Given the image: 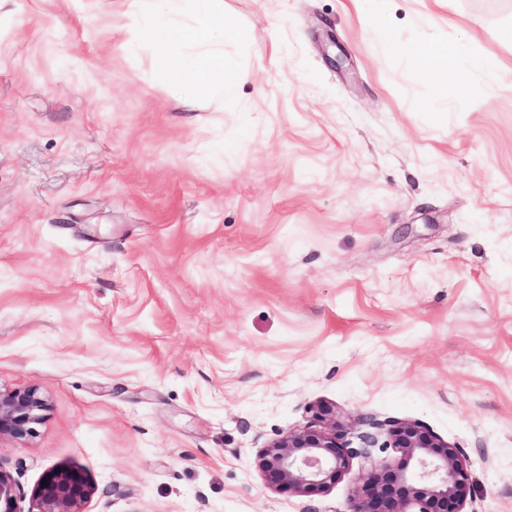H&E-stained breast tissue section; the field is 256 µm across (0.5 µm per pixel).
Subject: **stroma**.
Returning <instances> with one entry per match:
<instances>
[{"label": "stroma", "mask_w": 512, "mask_h": 512, "mask_svg": "<svg viewBox=\"0 0 512 512\" xmlns=\"http://www.w3.org/2000/svg\"><path fill=\"white\" fill-rule=\"evenodd\" d=\"M129 0H0V438L16 512L48 470L79 512H345L259 455L332 405L352 433L457 446L469 512H512V0H386L402 39L494 58L491 95L431 89L351 0H224L237 96L177 103ZM46 408V400L36 387L0 391V437H31L42 423Z\"/></svg>", "instance_id": "obj_1"}]
</instances>
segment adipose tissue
I'll use <instances>...</instances> for the list:
<instances>
[{
    "label": "adipose tissue",
    "mask_w": 512,
    "mask_h": 512,
    "mask_svg": "<svg viewBox=\"0 0 512 512\" xmlns=\"http://www.w3.org/2000/svg\"><path fill=\"white\" fill-rule=\"evenodd\" d=\"M354 2L379 43L404 59L419 82L437 90L431 111H447L448 100L440 92L451 85L482 95L493 91L496 61L471 55L466 39L451 46L406 43L384 23L377 0ZM127 15L126 45L150 44L156 68L183 86L186 95L203 98L217 86L225 96L237 95L246 74L224 64V45L237 40L239 31L225 19L223 0H130Z\"/></svg>",
    "instance_id": "obj_1"
}]
</instances>
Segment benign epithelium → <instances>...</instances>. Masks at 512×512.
<instances>
[{"label":"benign epithelium","instance_id":"7a95c632","mask_svg":"<svg viewBox=\"0 0 512 512\" xmlns=\"http://www.w3.org/2000/svg\"><path fill=\"white\" fill-rule=\"evenodd\" d=\"M47 403L38 388L0 391V437L23 440L36 432ZM371 432L357 435L352 447L349 432L336 424L329 405L319 407L314 422L272 441L263 449L259 467L268 484L305 496L328 489L349 468L350 460L363 458L370 467L353 495L347 512H467L470 500L465 458L455 445L411 420L370 422ZM384 447L400 454L395 470L372 465V448L378 434ZM47 485L34 492L41 512H77L91 485L68 470L48 471ZM17 493L10 476L0 471V512H16Z\"/></svg>","mask_w":512,"mask_h":512}]
</instances>
